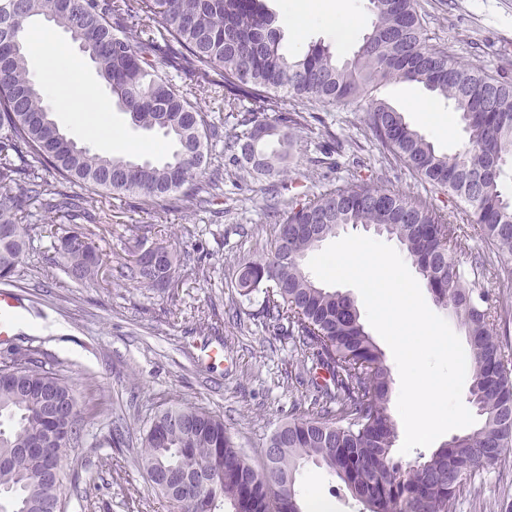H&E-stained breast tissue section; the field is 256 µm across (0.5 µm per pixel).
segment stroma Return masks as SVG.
<instances>
[{
  "instance_id": "obj_1",
  "label": "stroma",
  "mask_w": 512,
  "mask_h": 512,
  "mask_svg": "<svg viewBox=\"0 0 512 512\" xmlns=\"http://www.w3.org/2000/svg\"><path fill=\"white\" fill-rule=\"evenodd\" d=\"M415 3L427 46L490 73L512 75V0ZM338 5L352 31L348 42L337 43L316 18L301 38L282 28V51L292 54L321 42L335 47L340 60L352 59L371 28L369 0H339ZM376 95L402 112L440 153L462 150L463 132L443 137L414 112V103L428 96L422 85L392 82ZM308 109L316 120L291 148L286 175L257 179L230 166L227 157H212L213 165L224 168V197L208 208L160 210L134 193L94 196L98 214L110 226L97 244L113 263L85 284L62 275L47 278L43 244H33L25 254L13 282L28 307L30 325L23 335L58 360L80 400L83 430L66 461L79 478L64 484L65 512H167L137 463L143 429L167 406L189 404L223 416L237 445L257 464L274 429L308 410L304 389L288 383V340L269 335L261 325L263 292L245 298L236 288L240 264L270 248L275 225L270 192L287 202L368 183L463 221L458 199L394 160L372 137L362 107L312 102ZM130 224L146 226L150 238L167 242L177 254V301L118 277L114 264L127 256ZM201 267L208 268L210 281L198 278ZM208 346L223 347V364L202 362ZM117 422L126 433L123 445L114 448L106 436ZM296 484L302 501L328 502L334 512L361 508L325 468L301 467ZM456 512H512V448L497 465L467 480Z\"/></svg>"
}]
</instances>
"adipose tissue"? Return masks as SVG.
Listing matches in <instances>:
<instances>
[{
    "label": "adipose tissue",
    "instance_id": "adipose-tissue-1",
    "mask_svg": "<svg viewBox=\"0 0 512 512\" xmlns=\"http://www.w3.org/2000/svg\"><path fill=\"white\" fill-rule=\"evenodd\" d=\"M31 54L41 71V86L62 109V117L85 136L97 139L106 153L133 151L112 124L110 107L98 98L79 59L52 32L43 30L31 38Z\"/></svg>",
    "mask_w": 512,
    "mask_h": 512
}]
</instances>
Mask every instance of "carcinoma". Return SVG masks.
I'll return each instance as SVG.
<instances>
[{
  "instance_id": "cac0c4a2",
  "label": "carcinoma",
  "mask_w": 512,
  "mask_h": 512,
  "mask_svg": "<svg viewBox=\"0 0 512 512\" xmlns=\"http://www.w3.org/2000/svg\"><path fill=\"white\" fill-rule=\"evenodd\" d=\"M374 21L350 62L325 45L285 55L275 17L261 0H0V284L12 285L34 240L70 281L90 280L103 263L105 230L87 200L68 191L136 193L159 207L194 210L224 194V174L206 172L218 145L249 172L286 171L296 132L308 128L305 102L365 104L371 135L394 159L468 207L486 251L462 266L464 227L448 213L372 185H346L292 200L278 214L270 250L241 264L238 294L264 293L267 332L291 340L311 412L270 435L275 455L258 468L224 419L185 404L161 410L141 437L139 465L169 512H303L296 474L312 463L337 477L363 512H456L476 470L512 446V352L504 315L469 276L512 279V198L501 180L512 165V79L488 74L424 46L413 0H369ZM70 34L95 64L111 102L132 124L157 130L170 148L156 161L105 156L63 132L29 69L32 22ZM224 91L242 131L224 138V118L202 111L175 84ZM422 85L460 114L465 149L439 153L402 113L372 97L383 82ZM275 139L279 149L264 144ZM50 168L55 178H44ZM345 224L385 231L403 246L434 302L451 309L470 346V399L480 424L415 462L394 460L393 380L384 354L351 297L321 287L306 255ZM158 261L133 258L119 276L143 288L179 286L174 252L152 243ZM81 434L78 399L44 353L15 345L0 356V497L9 512H63V455Z\"/></svg>"
}]
</instances>
